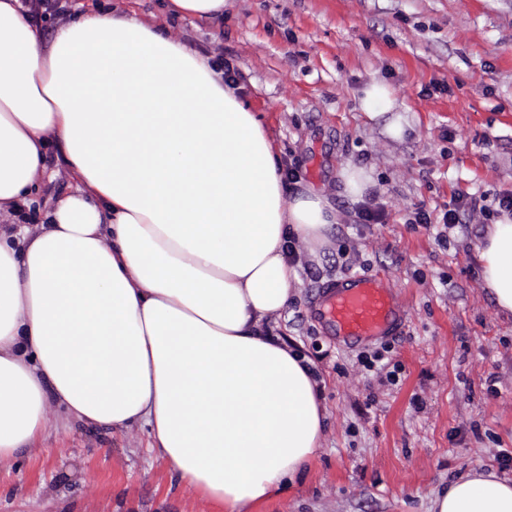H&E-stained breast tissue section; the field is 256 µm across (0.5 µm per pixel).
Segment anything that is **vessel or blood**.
<instances>
[{
    "label": "vessel or blood",
    "instance_id": "b4317fda",
    "mask_svg": "<svg viewBox=\"0 0 512 512\" xmlns=\"http://www.w3.org/2000/svg\"><path fill=\"white\" fill-rule=\"evenodd\" d=\"M322 316L337 339L369 341L393 335L401 324L393 294L373 274H359L327 287Z\"/></svg>",
    "mask_w": 512,
    "mask_h": 512
}]
</instances>
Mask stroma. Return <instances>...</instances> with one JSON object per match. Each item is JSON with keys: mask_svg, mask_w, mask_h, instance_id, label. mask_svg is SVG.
<instances>
[{"mask_svg": "<svg viewBox=\"0 0 512 512\" xmlns=\"http://www.w3.org/2000/svg\"><path fill=\"white\" fill-rule=\"evenodd\" d=\"M30 3L47 39L59 18L112 8L230 63L281 169L324 191L341 216L327 245L296 252L288 306L265 325L311 362L326 409L321 446L254 512H429L470 469L512 477L502 463L512 455V319L483 289L476 251L488 212L512 195V0H225L223 15L201 21L170 14L168 0ZM373 84L391 92L393 111L369 113ZM348 166L372 174L362 200L344 190ZM75 188L51 148L29 222ZM460 199L474 219L444 226ZM365 207L381 223H362ZM421 209L429 224L415 223ZM367 272L385 277L403 326L346 345L320 318L321 296ZM384 344L401 367L394 385L358 360ZM148 441L144 427L53 413L38 450L0 462V512H218Z\"/></svg>", "mask_w": 512, "mask_h": 512, "instance_id": "1", "label": "stroma"}]
</instances>
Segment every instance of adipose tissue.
I'll use <instances>...</instances> for the list:
<instances>
[{"instance_id":"adipose-tissue-1","label":"adipose tissue","mask_w":512,"mask_h":512,"mask_svg":"<svg viewBox=\"0 0 512 512\" xmlns=\"http://www.w3.org/2000/svg\"><path fill=\"white\" fill-rule=\"evenodd\" d=\"M78 180L43 223L0 226V461L49 412L130 430L224 512L273 497L317 452L309 367L262 323L288 305V241L325 244L326 196L291 194L266 129L220 72L127 14L42 39L0 0V215H21L48 151ZM512 315V215L477 245ZM430 512H512V478H453Z\"/></svg>"}]
</instances>
